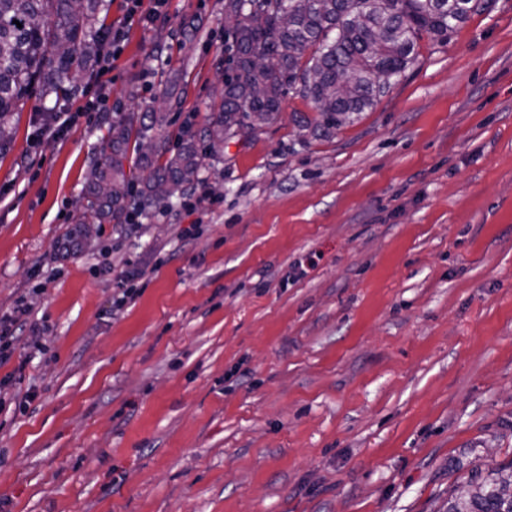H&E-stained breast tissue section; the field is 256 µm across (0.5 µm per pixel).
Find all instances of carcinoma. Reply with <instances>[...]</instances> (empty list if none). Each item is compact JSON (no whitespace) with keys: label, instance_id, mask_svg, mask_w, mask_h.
Returning a JSON list of instances; mask_svg holds the SVG:
<instances>
[{"label":"carcinoma","instance_id":"cac0c4a2","mask_svg":"<svg viewBox=\"0 0 512 512\" xmlns=\"http://www.w3.org/2000/svg\"><path fill=\"white\" fill-rule=\"evenodd\" d=\"M292 13L278 24L283 9ZM481 0H224L231 39L224 92L198 133L181 130L167 147L177 84L143 112L109 128L105 161L85 174L78 239L94 224H122L201 181L207 160L243 129L260 130L295 92L317 118L297 120L298 135L327 136L373 109L392 79L413 64L420 41L443 44ZM106 0H0V152L13 141L11 118L40 89L36 111L48 118L91 73L105 47ZM19 24H14V21ZM448 512H512V465L475 474L452 490Z\"/></svg>","mask_w":512,"mask_h":512}]
</instances>
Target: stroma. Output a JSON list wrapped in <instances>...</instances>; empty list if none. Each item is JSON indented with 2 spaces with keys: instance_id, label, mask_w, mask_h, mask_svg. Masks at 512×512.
<instances>
[{
  "instance_id": "35a3bbf8",
  "label": "stroma",
  "mask_w": 512,
  "mask_h": 512,
  "mask_svg": "<svg viewBox=\"0 0 512 512\" xmlns=\"http://www.w3.org/2000/svg\"><path fill=\"white\" fill-rule=\"evenodd\" d=\"M110 100L171 83L201 129L222 93L224 0L125 23ZM30 98L0 156V315L27 334L0 377L10 512H447L452 488L512 464V0H487L379 103L300 140L287 95L198 184L71 242L109 120L38 134ZM200 223L194 236L183 233ZM145 270L113 310L107 261Z\"/></svg>"
}]
</instances>
